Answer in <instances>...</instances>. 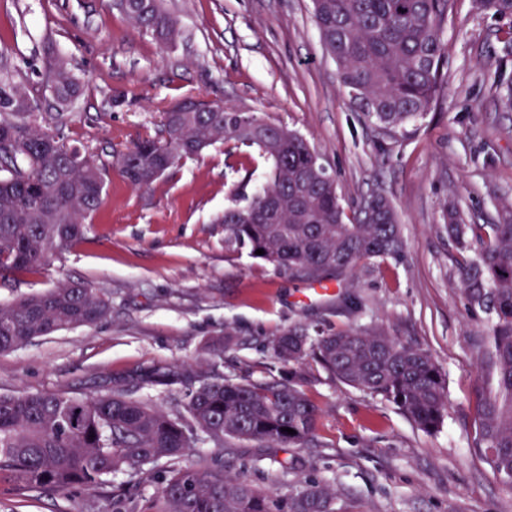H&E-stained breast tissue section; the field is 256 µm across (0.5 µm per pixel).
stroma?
Segmentation results:
<instances>
[{
	"instance_id": "1",
	"label": "stroma",
	"mask_w": 512,
	"mask_h": 512,
	"mask_svg": "<svg viewBox=\"0 0 512 512\" xmlns=\"http://www.w3.org/2000/svg\"><path fill=\"white\" fill-rule=\"evenodd\" d=\"M180 35L164 44L134 28L113 0H0V78L41 85L47 60L64 59L80 91L67 134L104 165L105 192L85 238L34 272L0 278V303L68 281L104 289L112 314L0 354V393L64 390L108 395L117 382L174 362H203L232 379L269 378V342L298 324L376 328L427 349L447 377L448 412L427 433L393 406L312 368L305 387L324 410L320 446L256 448L197 443L182 463L223 458L257 487L298 489L313 478L336 488L348 512H512V489L473 447L481 393L495 376L483 360L485 314L457 287L461 250L444 214L496 223L512 204V112L494 83L512 80L503 46L512 25L453 0L445 23L442 88L423 118L396 133L368 120L342 87L316 26L312 0H166ZM221 101L299 132L322 156L346 208L371 194L396 207L400 258L361 262L337 289L289 276L224 249L220 219L233 194L266 184L258 154L218 143L135 189L116 156L158 130L184 98ZM236 334L222 357L209 337ZM163 465L107 476L93 490L29 491L0 479V512H115L118 488L145 497Z\"/></svg>"
}]
</instances>
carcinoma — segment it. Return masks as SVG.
<instances>
[{
	"label": "carcinoma",
	"instance_id": "carcinoma-1",
	"mask_svg": "<svg viewBox=\"0 0 512 512\" xmlns=\"http://www.w3.org/2000/svg\"><path fill=\"white\" fill-rule=\"evenodd\" d=\"M449 0H314L316 23L336 61L338 76L368 117L396 132L427 112L445 63ZM478 9L512 23V0H477ZM120 12L161 42L179 34L161 0H126ZM61 106L79 88L66 64L47 73ZM45 90L0 80V272L35 271L84 235L105 189L104 169L67 142L69 112L38 111ZM219 140L266 157V185L243 206L224 208V248L246 249L279 270L316 284L340 278L359 262L397 258L403 251L398 213L382 196L367 215L349 213L318 153L297 132L255 112L218 103L192 111L179 102L162 113L154 136L120 153L117 165L134 188L150 186L148 162L169 155L175 165ZM448 238L472 253L459 268L468 308L488 315L483 357L497 386L482 395L473 447L512 487V207L496 224H465L457 206L446 212ZM264 254H256V250ZM110 296L79 282L0 304V353L41 336L93 326L110 316ZM230 330L208 342L221 356ZM278 375L234 381L204 366L184 371V412L166 413L150 401L110 396L76 397L64 391L0 394V474L30 490L91 489L102 477L181 458L205 437L258 448L319 445L321 409L304 387L316 365L331 379L393 405L419 429L442 426L448 408L445 374L423 348L381 330L348 328L309 335L288 329L270 341ZM290 428L295 433L288 434ZM124 512H342L336 489L315 480L296 492L260 489L226 473L220 460L196 467L172 465L153 498L122 493Z\"/></svg>",
	"mask_w": 512,
	"mask_h": 512
}]
</instances>
